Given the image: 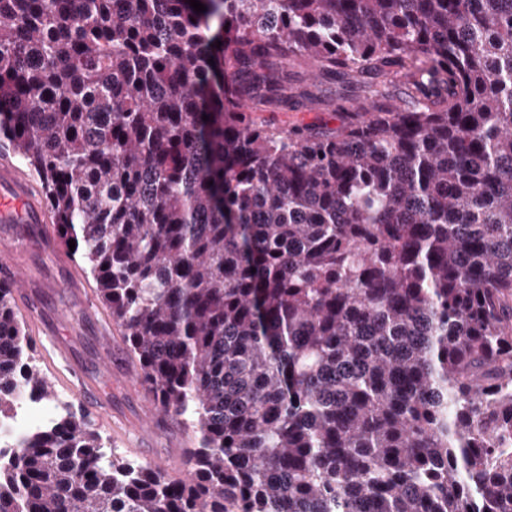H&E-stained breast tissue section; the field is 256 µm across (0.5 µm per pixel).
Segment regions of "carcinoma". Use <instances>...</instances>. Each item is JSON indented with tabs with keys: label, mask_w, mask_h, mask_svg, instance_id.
Returning a JSON list of instances; mask_svg holds the SVG:
<instances>
[{
	"label": "carcinoma",
	"mask_w": 512,
	"mask_h": 512,
	"mask_svg": "<svg viewBox=\"0 0 512 512\" xmlns=\"http://www.w3.org/2000/svg\"><path fill=\"white\" fill-rule=\"evenodd\" d=\"M200 3L0 0V148L194 434L172 476L68 411L0 512H512V0ZM299 56L369 108L257 117ZM20 384L0 281V414ZM317 98L313 104L306 110L298 112H267L258 110L257 115L263 116L265 119H272L275 123L288 127L291 125H304V124H320L328 123L330 127L338 124L334 119V107L329 104L330 97L315 92Z\"/></svg>",
	"instance_id": "cac0c4a2"
}]
</instances>
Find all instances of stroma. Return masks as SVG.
I'll return each instance as SVG.
<instances>
[{
  "label": "stroma",
  "mask_w": 512,
  "mask_h": 512,
  "mask_svg": "<svg viewBox=\"0 0 512 512\" xmlns=\"http://www.w3.org/2000/svg\"><path fill=\"white\" fill-rule=\"evenodd\" d=\"M16 260L28 274L27 293L37 302L43 328L65 350L70 368L79 379L95 385L114 415L129 423L140 422L152 399L108 309L96 301L95 283L83 263L70 258L56 240L45 245L31 242ZM101 433L119 456L172 475L187 470L191 433L164 415L153 419L149 436L139 442L106 427Z\"/></svg>",
  "instance_id": "stroma-1"
}]
</instances>
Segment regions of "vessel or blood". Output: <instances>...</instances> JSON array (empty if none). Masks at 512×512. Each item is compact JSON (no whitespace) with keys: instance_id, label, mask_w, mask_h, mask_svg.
<instances>
[{"instance_id":"obj_1","label":"vessel or blood","mask_w":512,"mask_h":512,"mask_svg":"<svg viewBox=\"0 0 512 512\" xmlns=\"http://www.w3.org/2000/svg\"><path fill=\"white\" fill-rule=\"evenodd\" d=\"M51 220V213L29 176L8 160H1L0 223L47 224ZM26 243V238L22 236L0 242V280H22L23 274L16 265L14 256Z\"/></svg>"}]
</instances>
